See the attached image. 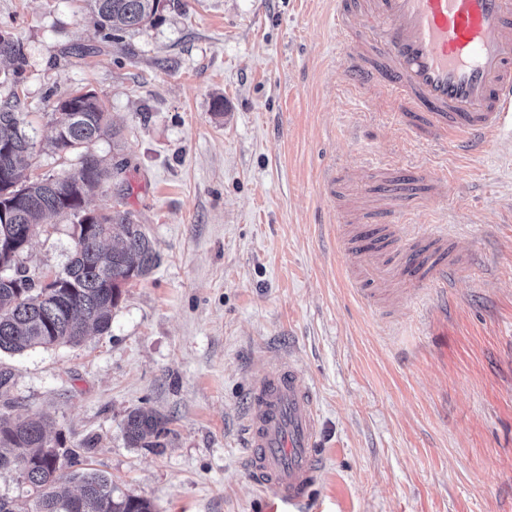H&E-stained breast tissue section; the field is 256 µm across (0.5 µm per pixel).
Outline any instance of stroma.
Instances as JSON below:
<instances>
[{
    "label": "stroma",
    "mask_w": 512,
    "mask_h": 512,
    "mask_svg": "<svg viewBox=\"0 0 512 512\" xmlns=\"http://www.w3.org/2000/svg\"><path fill=\"white\" fill-rule=\"evenodd\" d=\"M335 15L336 0H165L111 39L90 0H0L26 59L0 107L33 140L29 175L78 169L52 117L94 93L112 133L90 148L109 175L87 207L123 202L159 255L107 333L1 353L0 412L43 420L155 512H301L253 482L242 432L257 361L288 356L317 392L325 465L302 512H512V130L467 151L410 131L391 89L343 76ZM333 167L367 221L456 234L467 265L447 295L360 300ZM368 168L432 169L433 196L390 213ZM76 224L51 217L17 267L60 273ZM139 408L162 416L159 447H129Z\"/></svg>",
    "instance_id": "1"
}]
</instances>
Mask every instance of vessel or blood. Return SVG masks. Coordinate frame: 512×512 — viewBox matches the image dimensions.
Listing matches in <instances>:
<instances>
[{"label": "vessel or blood", "mask_w": 512, "mask_h": 512, "mask_svg": "<svg viewBox=\"0 0 512 512\" xmlns=\"http://www.w3.org/2000/svg\"><path fill=\"white\" fill-rule=\"evenodd\" d=\"M336 30L346 74L394 88L410 130L470 149L512 125V0H340ZM431 185L425 171L381 180L385 198L402 208L422 204ZM456 267L439 226L407 248L370 253L352 283L375 303L389 281L444 286ZM243 431L253 481L290 504L308 503L322 459L318 398L301 367L256 370Z\"/></svg>", "instance_id": "vessel-or-blood-1"}]
</instances>
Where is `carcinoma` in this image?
<instances>
[{
  "label": "carcinoma",
  "mask_w": 512,
  "mask_h": 512,
  "mask_svg": "<svg viewBox=\"0 0 512 512\" xmlns=\"http://www.w3.org/2000/svg\"><path fill=\"white\" fill-rule=\"evenodd\" d=\"M99 25L125 32L152 22L162 0H92ZM0 57L12 68L3 81L18 77L25 57L12 40L0 42ZM69 108L55 118L54 143L61 150H80L100 138L108 125L104 105L92 93L60 102ZM0 237L23 236L30 242L43 220L69 213L78 220V243L62 274L48 284L35 283L24 272L0 274V353H21L35 347L79 345L89 331L107 332L123 285L148 276L158 254L144 225L130 212L111 207L88 212L85 198L102 180V161L86 151L79 168L63 178L32 179L24 173V157L33 146L19 113L0 107ZM133 448L160 446L164 432L156 414L131 411L124 424ZM51 446L38 419L0 414V469H12L25 489V499L0 495V512H154L150 501L116 493L112 479L85 467L70 474L65 466L79 463V454L63 463L44 454Z\"/></svg>",
  "instance_id": "carcinoma-1"
}]
</instances>
